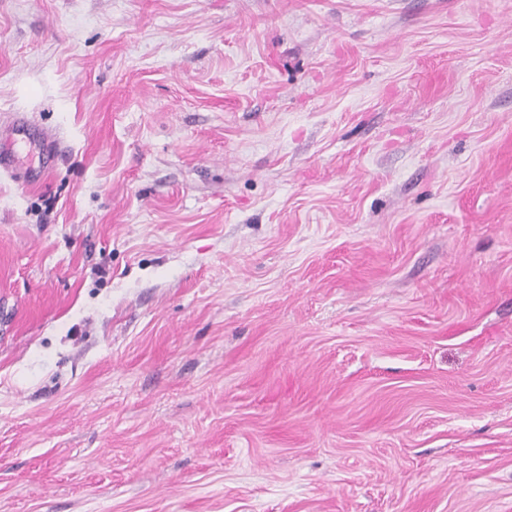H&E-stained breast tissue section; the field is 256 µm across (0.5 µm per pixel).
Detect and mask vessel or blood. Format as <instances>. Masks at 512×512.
<instances>
[{"mask_svg":"<svg viewBox=\"0 0 512 512\" xmlns=\"http://www.w3.org/2000/svg\"><path fill=\"white\" fill-rule=\"evenodd\" d=\"M38 147L43 163H51L61 151L59 140L36 129L22 113H12L0 121V171L15 172L20 150Z\"/></svg>","mask_w":512,"mask_h":512,"instance_id":"b4317fda","label":"vessel or blood"}]
</instances>
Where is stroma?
I'll list each match as a JSON object with an SVG mask.
<instances>
[{"mask_svg": "<svg viewBox=\"0 0 512 512\" xmlns=\"http://www.w3.org/2000/svg\"><path fill=\"white\" fill-rule=\"evenodd\" d=\"M0 512H512V0H0ZM0 171L14 173L20 150L32 146L39 148L43 165L54 161L61 151L59 140L49 133L36 129L20 112L12 113L0 122Z\"/></svg>", "mask_w": 512, "mask_h": 512, "instance_id": "35a3bbf8", "label": "stroma"}]
</instances>
